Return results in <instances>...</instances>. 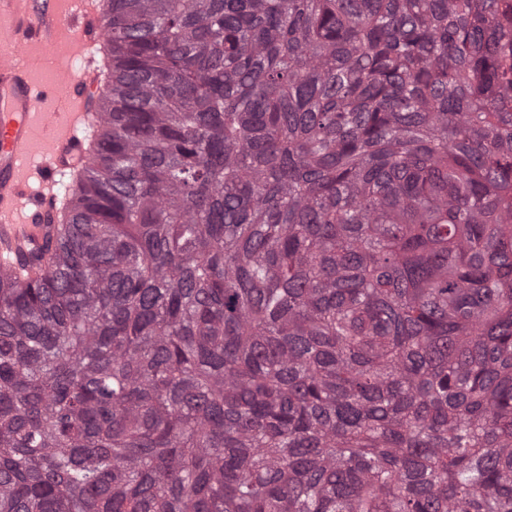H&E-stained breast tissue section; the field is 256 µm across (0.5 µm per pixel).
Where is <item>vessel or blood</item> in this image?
Here are the masks:
<instances>
[{"mask_svg": "<svg viewBox=\"0 0 512 512\" xmlns=\"http://www.w3.org/2000/svg\"><path fill=\"white\" fill-rule=\"evenodd\" d=\"M100 9L101 0H0V270L14 268L18 248L41 243L46 218L69 205L58 177L89 159L96 115L86 95L100 81ZM47 44L83 57L82 74L60 73L51 85L37 80ZM34 173L37 189L29 185Z\"/></svg>", "mask_w": 512, "mask_h": 512, "instance_id": "obj_1", "label": "vessel or blood"}]
</instances>
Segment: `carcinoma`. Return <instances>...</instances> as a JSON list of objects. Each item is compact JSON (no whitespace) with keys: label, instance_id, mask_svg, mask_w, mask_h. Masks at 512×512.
I'll return each instance as SVG.
<instances>
[{"label":"carcinoma","instance_id":"1","mask_svg":"<svg viewBox=\"0 0 512 512\" xmlns=\"http://www.w3.org/2000/svg\"><path fill=\"white\" fill-rule=\"evenodd\" d=\"M57 232L0 274V512H512L504 0H106Z\"/></svg>","mask_w":512,"mask_h":512}]
</instances>
